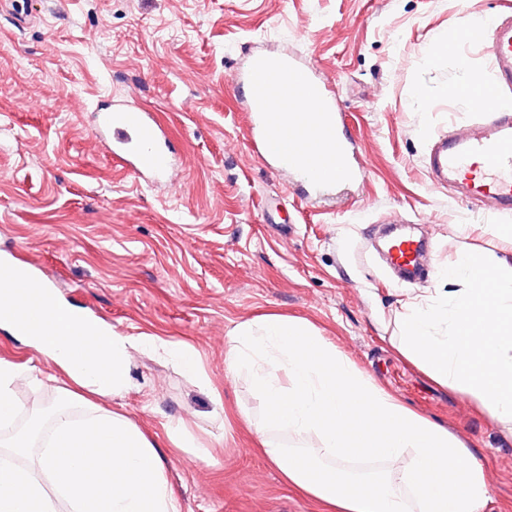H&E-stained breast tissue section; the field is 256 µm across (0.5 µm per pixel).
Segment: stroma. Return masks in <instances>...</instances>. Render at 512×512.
Wrapping results in <instances>:
<instances>
[{"mask_svg": "<svg viewBox=\"0 0 512 512\" xmlns=\"http://www.w3.org/2000/svg\"><path fill=\"white\" fill-rule=\"evenodd\" d=\"M504 0H13L0 11V257L32 266L60 297L124 336L190 344L209 378L132 354L130 390L103 400L155 440L181 512H314L255 449L260 402L227 375L226 338L265 313L303 319L379 387L448 428L486 463V512H512V429L434 383L397 350L399 302L441 287L458 256L501 255L496 213L431 186V136L473 119L458 84L488 77L457 43L466 17ZM454 48L425 61L440 42ZM257 53L314 64L367 167L341 202L310 205L254 153L233 71ZM153 110L180 159L168 184L124 171L92 131L99 104ZM395 216L431 243L430 273L396 282L377 252ZM0 361L34 369L0 440L58 403L69 379L0 324ZM207 443L194 459L166 436Z\"/></svg>", "mask_w": 512, "mask_h": 512, "instance_id": "35a3bbf8", "label": "stroma"}]
</instances>
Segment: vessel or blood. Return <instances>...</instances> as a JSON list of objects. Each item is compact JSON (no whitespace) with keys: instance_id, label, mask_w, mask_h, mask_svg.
Masks as SVG:
<instances>
[{"instance_id":"b4317fda","label":"vessel or blood","mask_w":512,"mask_h":512,"mask_svg":"<svg viewBox=\"0 0 512 512\" xmlns=\"http://www.w3.org/2000/svg\"><path fill=\"white\" fill-rule=\"evenodd\" d=\"M461 36L463 42L481 43L491 81L474 105L478 119L436 135L427 169L433 184L458 185L474 200L512 210V109L498 103L500 92L512 90V11L497 13L485 27L464 24ZM232 81L245 92L242 108L250 143L274 170L289 176L290 188L302 200L314 202L332 187L362 181L364 169L354 161L356 143L335 93L311 65L291 56L257 54ZM283 91L302 98L305 109L280 121L270 105ZM93 131L113 159L138 178L151 183L168 179L171 139L154 112L115 100L96 107ZM423 253L422 240L410 234L394 235L384 249L387 264L405 281L419 278ZM30 303L26 289L17 288L0 309L13 329H32Z\"/></svg>"}]
</instances>
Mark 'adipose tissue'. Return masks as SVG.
Listing matches in <instances>:
<instances>
[{
	"mask_svg": "<svg viewBox=\"0 0 512 512\" xmlns=\"http://www.w3.org/2000/svg\"><path fill=\"white\" fill-rule=\"evenodd\" d=\"M26 339L74 383L50 416L40 449L17 438L0 456V512H180L158 444L99 406L131 386L137 350L168 357L207 382L184 342L120 335L47 293ZM111 374H102L100 364ZM226 371L247 372L262 413L261 453L316 512H483L486 467L465 444L379 388L309 322L263 315L227 338ZM275 433L310 440L284 448Z\"/></svg>",
	"mask_w": 512,
	"mask_h": 512,
	"instance_id": "obj_1",
	"label": "adipose tissue"
}]
</instances>
